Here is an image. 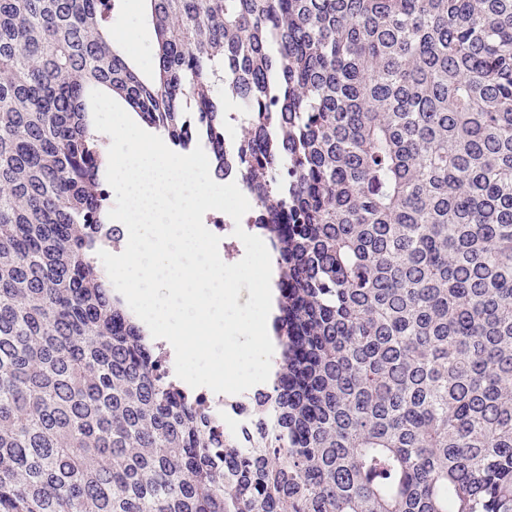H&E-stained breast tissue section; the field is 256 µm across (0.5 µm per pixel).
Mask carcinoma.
<instances>
[{"instance_id": "obj_1", "label": "carcinoma", "mask_w": 512, "mask_h": 512, "mask_svg": "<svg viewBox=\"0 0 512 512\" xmlns=\"http://www.w3.org/2000/svg\"><path fill=\"white\" fill-rule=\"evenodd\" d=\"M143 2L149 72L121 0H0V512H512V0ZM94 89L256 202L277 357L245 446L94 260ZM143 13L144 2L141 0H124L121 11L113 17L112 28L118 39L126 45L138 60L140 66L144 69H150L153 65V57L152 54H149L148 48L152 49L153 31L143 23ZM133 22H136L139 27L136 40L128 38L129 27Z\"/></svg>"}]
</instances>
